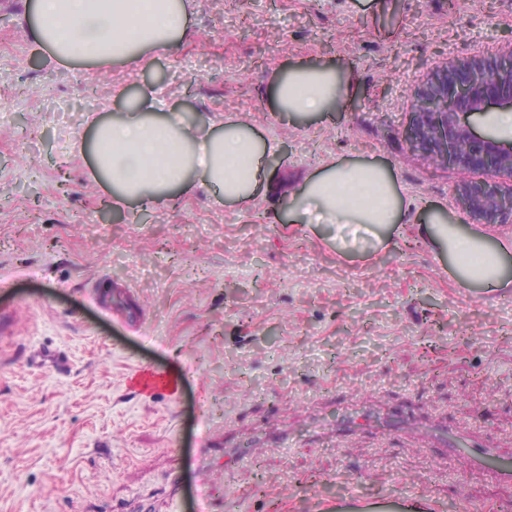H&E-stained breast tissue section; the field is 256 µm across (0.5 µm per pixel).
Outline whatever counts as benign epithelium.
<instances>
[{
    "label": "benign epithelium",
    "instance_id": "benign-epithelium-1",
    "mask_svg": "<svg viewBox=\"0 0 512 512\" xmlns=\"http://www.w3.org/2000/svg\"><path fill=\"white\" fill-rule=\"evenodd\" d=\"M496 107L512 108V46L506 56L431 68L402 137L409 153L436 167L473 175L456 190V204L468 216L488 224H512V140L479 134L471 123L472 117Z\"/></svg>",
    "mask_w": 512,
    "mask_h": 512
}]
</instances>
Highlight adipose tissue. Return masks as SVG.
Masks as SVG:
<instances>
[{
    "mask_svg": "<svg viewBox=\"0 0 512 512\" xmlns=\"http://www.w3.org/2000/svg\"><path fill=\"white\" fill-rule=\"evenodd\" d=\"M192 0H35V39L52 57L101 65L122 61L144 69L154 54L174 51L189 31ZM284 115L329 111L344 87L333 67L299 63L273 84ZM88 149L100 177L112 188V206L148 207L194 183L216 185L229 201L251 197L261 159L274 147L258 140L243 121L218 125L186 122L156 107L144 93L122 116L94 122ZM292 224H326L337 247L354 242L386 245L406 211L391 171L368 161L339 162L301 182L283 180ZM428 246L447 258L466 288H512V240H490L431 214L420 231Z\"/></svg>",
    "mask_w": 512,
    "mask_h": 512,
    "instance_id": "adipose-tissue-1",
    "label": "adipose tissue"
}]
</instances>
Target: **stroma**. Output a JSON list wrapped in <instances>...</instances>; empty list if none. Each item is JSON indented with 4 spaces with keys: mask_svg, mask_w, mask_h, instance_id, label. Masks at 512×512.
<instances>
[{
    "mask_svg": "<svg viewBox=\"0 0 512 512\" xmlns=\"http://www.w3.org/2000/svg\"><path fill=\"white\" fill-rule=\"evenodd\" d=\"M31 2L0 0V512H345L348 495L362 512H512V481L386 413L413 404L512 459V291L403 245L429 204L475 222L461 174L400 135L432 67L512 44V0H196L182 46L141 71L56 62ZM300 62L346 73L334 111H275L273 81ZM119 88L249 120L277 146L252 198L199 184L103 223L110 192L79 146L88 115L125 112ZM352 160L389 167L405 199L388 245L341 252L324 225L274 221L281 177ZM142 370L177 391H140Z\"/></svg>",
    "mask_w": 512,
    "mask_h": 512,
    "instance_id": "35a3bbf8",
    "label": "stroma"
}]
</instances>
